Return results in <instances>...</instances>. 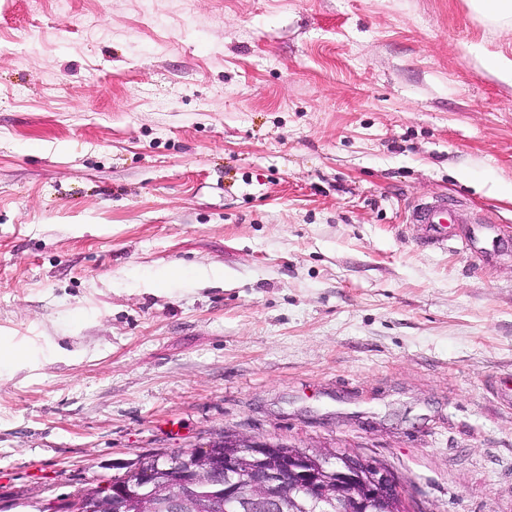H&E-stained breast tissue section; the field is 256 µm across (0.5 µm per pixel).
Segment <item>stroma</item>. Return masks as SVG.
Listing matches in <instances>:
<instances>
[{"label": "stroma", "mask_w": 512, "mask_h": 512, "mask_svg": "<svg viewBox=\"0 0 512 512\" xmlns=\"http://www.w3.org/2000/svg\"><path fill=\"white\" fill-rule=\"evenodd\" d=\"M512 26L468 0H0V503L226 432L512 512ZM482 231L419 244L437 196Z\"/></svg>", "instance_id": "1"}]
</instances>
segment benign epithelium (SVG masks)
<instances>
[{
    "label": "benign epithelium",
    "mask_w": 512,
    "mask_h": 512,
    "mask_svg": "<svg viewBox=\"0 0 512 512\" xmlns=\"http://www.w3.org/2000/svg\"><path fill=\"white\" fill-rule=\"evenodd\" d=\"M224 444V454L214 451ZM335 450L285 455L281 443L226 433L188 451L178 476L139 469L116 492L90 489L94 512H193L198 490L224 481V512H390L383 494L399 482L369 461L333 459Z\"/></svg>",
    "instance_id": "benign-epithelium-1"
}]
</instances>
